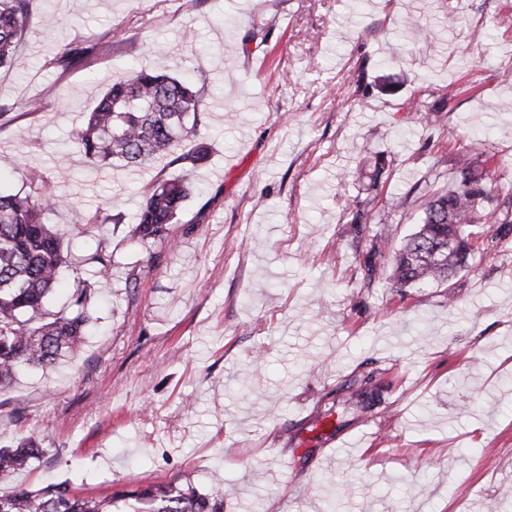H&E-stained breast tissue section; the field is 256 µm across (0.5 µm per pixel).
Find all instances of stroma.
Returning a JSON list of instances; mask_svg holds the SVG:
<instances>
[{"mask_svg":"<svg viewBox=\"0 0 512 512\" xmlns=\"http://www.w3.org/2000/svg\"><path fill=\"white\" fill-rule=\"evenodd\" d=\"M80 41L92 53L61 63ZM20 50L23 70L0 69V191L41 172L66 201L47 222L112 269L66 268L50 307L92 284L84 345L0 392V442L46 450L0 492L219 477L224 512L333 495L338 512H512V236L488 227L490 255L446 286L365 270L371 232L412 234L472 132L512 195V0H29ZM160 63L206 87L208 158L169 241L140 247L128 226L179 165L96 168L68 142L120 72ZM138 264L153 271L131 293ZM369 372L379 396L359 413Z\"/></svg>","mask_w":512,"mask_h":512,"instance_id":"1","label":"stroma"}]
</instances>
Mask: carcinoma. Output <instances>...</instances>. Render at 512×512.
I'll use <instances>...</instances> for the list:
<instances>
[{"instance_id": "carcinoma-1", "label": "carcinoma", "mask_w": 512, "mask_h": 512, "mask_svg": "<svg viewBox=\"0 0 512 512\" xmlns=\"http://www.w3.org/2000/svg\"><path fill=\"white\" fill-rule=\"evenodd\" d=\"M27 2L0 0V67L23 66L18 44ZM204 99V88L188 81L129 67L74 134L72 143L95 165L138 168L171 154L181 165L180 176L156 182L146 195L129 231L138 245L165 240L190 196V176L207 157L204 146L195 143ZM485 152L481 140H471L456 154L448 184L423 195L418 230L392 255L394 285L443 284L475 258L485 235L481 206L494 200V184L481 161ZM56 207L37 172L28 191L0 193V391L16 382L21 368H51L84 343L96 297L91 285L78 282L66 312L46 307L69 252L63 234L44 222ZM81 262L106 275L112 256L98 248ZM44 455L33 438L0 446V479L31 468ZM0 512H224V488L201 493L190 483L170 482L94 499L65 484L18 487L0 494Z\"/></svg>"}]
</instances>
